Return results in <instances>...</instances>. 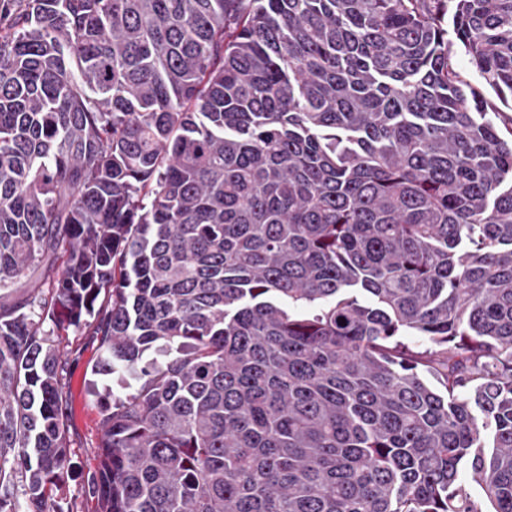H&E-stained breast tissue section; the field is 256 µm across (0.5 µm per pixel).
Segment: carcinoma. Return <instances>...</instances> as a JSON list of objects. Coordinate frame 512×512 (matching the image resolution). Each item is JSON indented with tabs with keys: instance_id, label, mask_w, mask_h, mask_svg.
Masks as SVG:
<instances>
[{
	"instance_id": "carcinoma-1",
	"label": "carcinoma",
	"mask_w": 512,
	"mask_h": 512,
	"mask_svg": "<svg viewBox=\"0 0 512 512\" xmlns=\"http://www.w3.org/2000/svg\"><path fill=\"white\" fill-rule=\"evenodd\" d=\"M455 44L507 102L512 0H0V512H64L71 333L99 512H512V140ZM453 63L457 67V69L462 73L465 80L470 83L474 88L479 90L484 98L488 101L489 104L493 106H497L503 112H501V118L499 119V129L500 133L510 139L511 138V130L508 122V115H512L510 109L507 108L502 102H500L496 96V94L489 88H484L481 85V78L478 72L471 66L469 63L468 57L462 52L458 47H454V52L452 56Z\"/></svg>"
}]
</instances>
